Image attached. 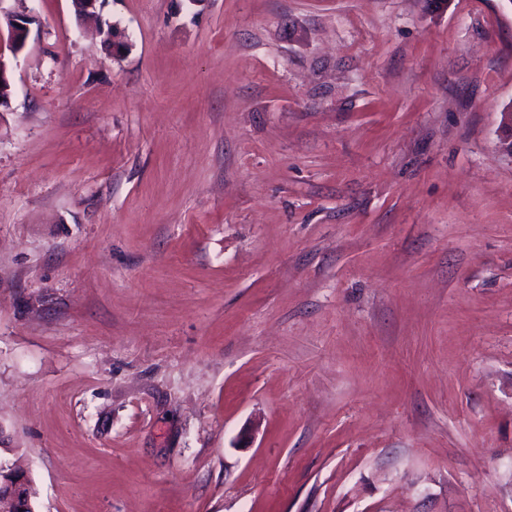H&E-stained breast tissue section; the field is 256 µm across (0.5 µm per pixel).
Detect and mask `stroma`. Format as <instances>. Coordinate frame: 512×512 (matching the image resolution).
I'll return each mask as SVG.
<instances>
[{
    "mask_svg": "<svg viewBox=\"0 0 512 512\" xmlns=\"http://www.w3.org/2000/svg\"><path fill=\"white\" fill-rule=\"evenodd\" d=\"M0 7L35 512H512V0ZM5 21L8 24V30L12 38L11 48L14 61H16L28 43L30 36L29 25L32 23V20L27 15L7 14ZM18 35H21L22 38L18 39Z\"/></svg>",
    "mask_w": 512,
    "mask_h": 512,
    "instance_id": "35a3bbf8",
    "label": "stroma"
}]
</instances>
